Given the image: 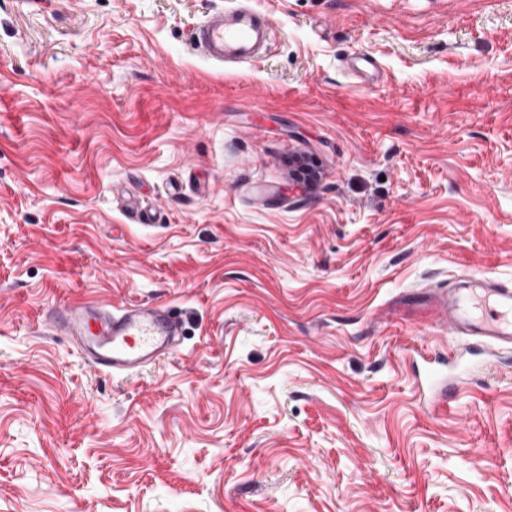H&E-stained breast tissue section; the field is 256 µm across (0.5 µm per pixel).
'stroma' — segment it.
Wrapping results in <instances>:
<instances>
[{
	"instance_id": "35a3bbf8",
	"label": "stroma",
	"mask_w": 512,
	"mask_h": 512,
	"mask_svg": "<svg viewBox=\"0 0 512 512\" xmlns=\"http://www.w3.org/2000/svg\"><path fill=\"white\" fill-rule=\"evenodd\" d=\"M255 2L228 67L226 0H0V512H512V368L437 414L405 352L415 291L512 278V0ZM90 299L181 350L90 370L41 325ZM231 0L198 26L193 42L200 56L218 65H247L260 60L276 38L273 15L252 4ZM346 68L355 77L374 76L379 72V63L374 56L355 51L347 58Z\"/></svg>"
}]
</instances>
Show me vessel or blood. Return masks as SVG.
<instances>
[{
	"mask_svg": "<svg viewBox=\"0 0 512 512\" xmlns=\"http://www.w3.org/2000/svg\"><path fill=\"white\" fill-rule=\"evenodd\" d=\"M273 15L252 0H230L198 26L193 42L201 57L218 65L260 60L276 38ZM356 77L378 73L377 59L356 51L346 60ZM50 331L66 337L80 357L98 372L125 378L178 350L182 321L172 309L150 302L121 307L108 302H71L45 312ZM428 327L451 336L450 351L427 348L415 355L424 364L416 389L429 409L446 408L483 367L512 364V280L472 276L429 293Z\"/></svg>",
	"mask_w": 512,
	"mask_h": 512,
	"instance_id": "vessel-or-blood-1",
	"label": "vessel or blood"
}]
</instances>
